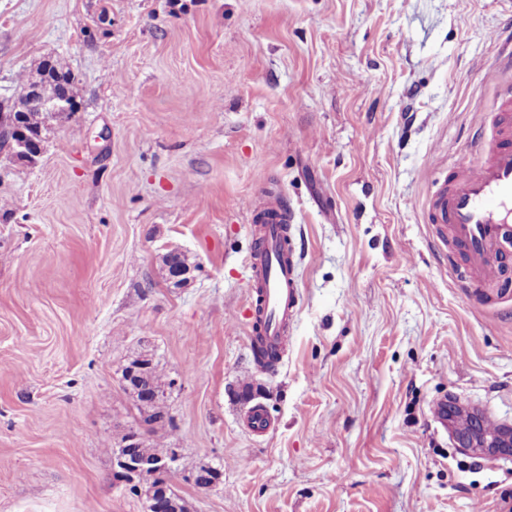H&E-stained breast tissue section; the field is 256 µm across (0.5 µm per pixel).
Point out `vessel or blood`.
Masks as SVG:
<instances>
[{"instance_id":"1","label":"vessel or blood","mask_w":512,"mask_h":512,"mask_svg":"<svg viewBox=\"0 0 512 512\" xmlns=\"http://www.w3.org/2000/svg\"><path fill=\"white\" fill-rule=\"evenodd\" d=\"M498 99L500 118L475 144L481 164L449 166L425 204L429 223L445 229L440 244L466 256L484 285L497 280L500 258L512 253V84L500 85ZM247 213L255 237L248 341L251 348L280 355L299 310L302 258L288 241L291 217L279 196L250 201Z\"/></svg>"}]
</instances>
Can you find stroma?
I'll list each match as a JSON object with an SVG mask.
<instances>
[{"mask_svg": "<svg viewBox=\"0 0 512 512\" xmlns=\"http://www.w3.org/2000/svg\"><path fill=\"white\" fill-rule=\"evenodd\" d=\"M510 28L505 0H0V113L47 64L76 104L36 162L0 151V512H144L131 431L178 449L189 512H512V458L434 411L512 425V269L473 287L423 210L497 112ZM263 188L303 255L273 375L246 326ZM141 355L173 426L126 389Z\"/></svg>", "mask_w": 512, "mask_h": 512, "instance_id": "stroma-1", "label": "stroma"}]
</instances>
